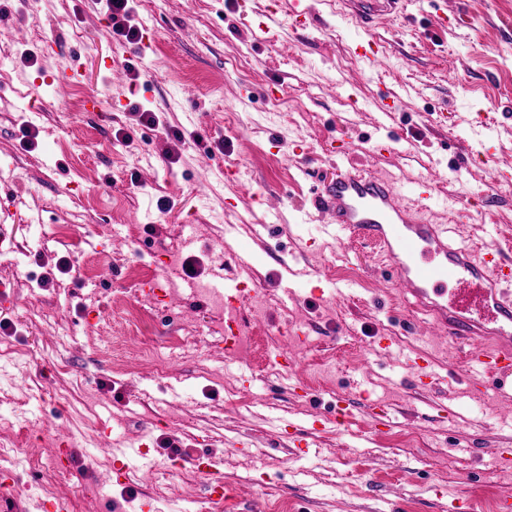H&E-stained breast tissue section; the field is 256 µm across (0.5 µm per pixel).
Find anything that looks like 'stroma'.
Listing matches in <instances>:
<instances>
[{"label":"stroma","instance_id":"obj_1","mask_svg":"<svg viewBox=\"0 0 512 512\" xmlns=\"http://www.w3.org/2000/svg\"><path fill=\"white\" fill-rule=\"evenodd\" d=\"M288 3L134 0L148 37L130 45L99 0H0V169L11 173L0 348L23 354L0 356V464L20 489L0 512H46L60 497L77 512L111 500L140 512L145 499L151 512H217L190 464L199 454L220 460L228 512H452L454 496L498 512L512 501V478L495 468L496 450H512V389L471 396L459 348L416 334L375 249L325 240L312 204L337 165L382 171L451 239L478 245L491 230L512 259V0H405L369 33L371 64L354 51L366 33L323 0H306L304 27ZM436 11L446 27L431 24ZM75 62L83 76L58 97L52 82ZM112 62L125 84L113 85ZM144 111L163 122L149 145ZM332 138L344 156L328 151ZM147 159L156 175L145 181ZM61 224L70 243L56 240ZM229 224L256 290L231 358L205 291L217 269L235 270L229 256L215 265ZM173 252L196 277L165 276ZM285 262L296 271L286 282ZM136 267L180 295L172 309L148 303L150 354L126 313L142 290ZM177 336L201 344L171 348ZM280 352L310 397L292 392ZM408 353L436 384L420 383ZM340 396L356 406L341 422ZM143 442L148 457L113 483L112 448Z\"/></svg>","mask_w":512,"mask_h":512}]
</instances>
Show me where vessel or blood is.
Wrapping results in <instances>:
<instances>
[{"label":"vessel or blood","instance_id":"b4317fda","mask_svg":"<svg viewBox=\"0 0 512 512\" xmlns=\"http://www.w3.org/2000/svg\"><path fill=\"white\" fill-rule=\"evenodd\" d=\"M402 2L336 0L340 13L365 27ZM315 205L327 229L364 238L384 255L388 280L413 299L433 335L468 347L482 371L468 381L471 394L484 393L485 376H512V261L496 245L477 251L451 242L386 176L352 166L321 182Z\"/></svg>","mask_w":512,"mask_h":512}]
</instances>
